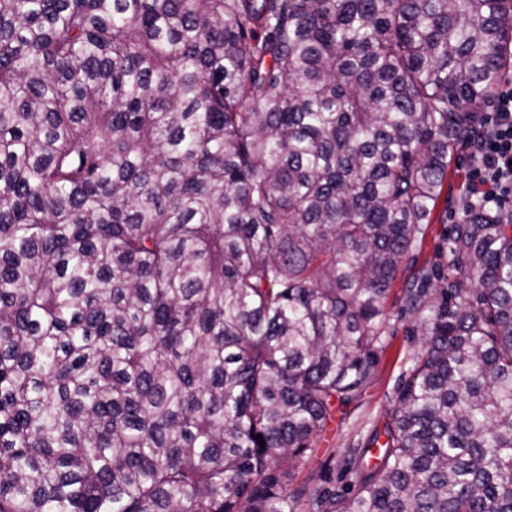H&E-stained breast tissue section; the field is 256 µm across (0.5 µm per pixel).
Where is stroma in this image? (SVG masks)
<instances>
[{
  "mask_svg": "<svg viewBox=\"0 0 512 512\" xmlns=\"http://www.w3.org/2000/svg\"><path fill=\"white\" fill-rule=\"evenodd\" d=\"M467 164L464 157L450 163L445 198L439 201L431 224L420 234L411 253L401 265L386 299L389 315L385 347L378 352L373 375L360 397L335 410L325 430L316 440V450L307 462L285 465L289 485L295 486L309 474L340 471L347 449L364 442L374 429L383 428L387 413L411 361L424 351L420 319L404 309V292L412 276L421 268L440 271L448 269V218L461 210L460 186L465 179Z\"/></svg>",
  "mask_w": 512,
  "mask_h": 512,
  "instance_id": "stroma-1",
  "label": "stroma"
}]
</instances>
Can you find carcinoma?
<instances>
[{"label":"carcinoma","instance_id":"carcinoma-1","mask_svg":"<svg viewBox=\"0 0 512 512\" xmlns=\"http://www.w3.org/2000/svg\"><path fill=\"white\" fill-rule=\"evenodd\" d=\"M511 59L512 0H0V512H512L478 203L351 483L281 472L369 383Z\"/></svg>","mask_w":512,"mask_h":512}]
</instances>
